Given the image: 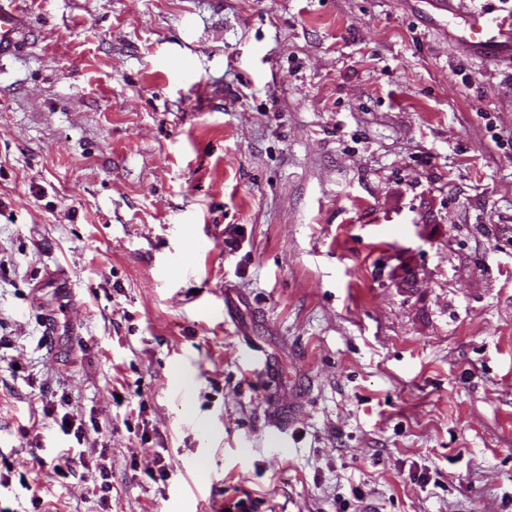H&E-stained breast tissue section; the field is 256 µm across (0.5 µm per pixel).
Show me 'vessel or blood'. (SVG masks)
I'll return each instance as SVG.
<instances>
[{"instance_id":"obj_1","label":"vessel or blood","mask_w":512,"mask_h":512,"mask_svg":"<svg viewBox=\"0 0 512 512\" xmlns=\"http://www.w3.org/2000/svg\"><path fill=\"white\" fill-rule=\"evenodd\" d=\"M436 9L460 17L457 42L476 56L512 64V13L501 16L485 7L460 14L462 0H432ZM23 0H0V57L14 54L23 39L27 21Z\"/></svg>"}]
</instances>
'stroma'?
Listing matches in <instances>:
<instances>
[{"mask_svg":"<svg viewBox=\"0 0 512 512\" xmlns=\"http://www.w3.org/2000/svg\"><path fill=\"white\" fill-rule=\"evenodd\" d=\"M25 9L0 512H512V69L419 0ZM98 459L96 460V470L99 473V477L101 479V483L95 484L94 490L99 495V499L106 504L108 500V495L112 490V485L108 481L109 476H111V466L107 464V448H101L98 452Z\"/></svg>","mask_w":512,"mask_h":512,"instance_id":"35a3bbf8","label":"stroma"}]
</instances>
